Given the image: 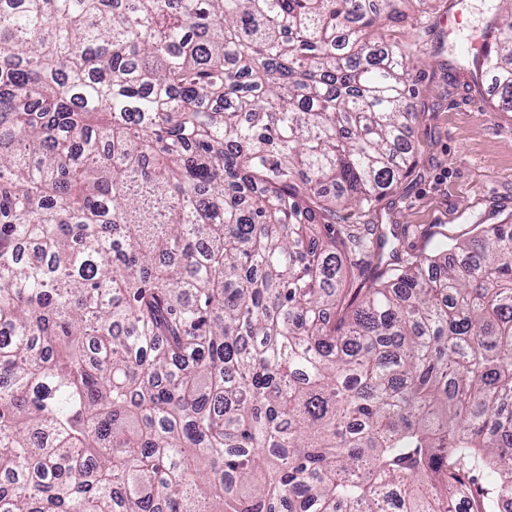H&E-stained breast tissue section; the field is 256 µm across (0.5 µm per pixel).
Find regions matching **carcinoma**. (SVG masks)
Masks as SVG:
<instances>
[{"label":"carcinoma","mask_w":512,"mask_h":512,"mask_svg":"<svg viewBox=\"0 0 512 512\" xmlns=\"http://www.w3.org/2000/svg\"><path fill=\"white\" fill-rule=\"evenodd\" d=\"M412 1L0 0V512L512 502V224L313 232L415 169Z\"/></svg>","instance_id":"carcinoma-1"}]
</instances>
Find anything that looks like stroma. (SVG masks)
<instances>
[{
	"instance_id": "obj_1",
	"label": "stroma",
	"mask_w": 512,
	"mask_h": 512,
	"mask_svg": "<svg viewBox=\"0 0 512 512\" xmlns=\"http://www.w3.org/2000/svg\"><path fill=\"white\" fill-rule=\"evenodd\" d=\"M489 8L488 0H431L427 14L410 7L384 21V33L419 61L410 131L418 165L371 205L339 211L337 236L389 225L386 249L404 259L450 252L476 225L512 222V112L472 75L471 47L484 39Z\"/></svg>"
}]
</instances>
